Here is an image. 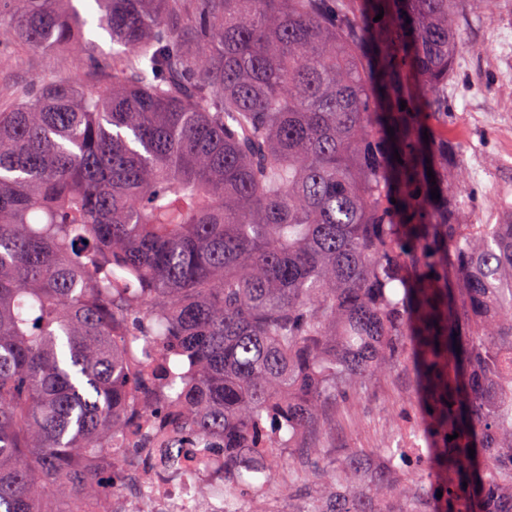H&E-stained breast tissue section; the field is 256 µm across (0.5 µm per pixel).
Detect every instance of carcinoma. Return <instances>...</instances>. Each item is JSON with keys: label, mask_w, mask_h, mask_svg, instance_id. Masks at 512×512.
<instances>
[{"label": "carcinoma", "mask_w": 512, "mask_h": 512, "mask_svg": "<svg viewBox=\"0 0 512 512\" xmlns=\"http://www.w3.org/2000/svg\"><path fill=\"white\" fill-rule=\"evenodd\" d=\"M72 2L0 0V43L101 74L0 107V512H85L153 435L224 449V512L285 455L296 512H512V203L456 222L427 111L460 0ZM404 358L431 475L322 463Z\"/></svg>", "instance_id": "cac0c4a2"}]
</instances>
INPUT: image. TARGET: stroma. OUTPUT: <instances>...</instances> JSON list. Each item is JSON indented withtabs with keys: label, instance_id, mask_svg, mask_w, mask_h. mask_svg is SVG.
I'll return each mask as SVG.
<instances>
[{
	"label": "stroma",
	"instance_id": "1",
	"mask_svg": "<svg viewBox=\"0 0 512 512\" xmlns=\"http://www.w3.org/2000/svg\"><path fill=\"white\" fill-rule=\"evenodd\" d=\"M463 49L448 83V143L466 164L467 195L458 219L464 224H494L502 217L500 200L512 195V52L502 43L512 37V0H461L452 19ZM78 78L91 86L98 73L83 61L52 50L32 51L15 38L0 45V100L29 87L43 73ZM416 379L400 361L363 389L358 399L336 409L329 437L331 455L357 448L371 460L384 445L401 440L407 425L420 426Z\"/></svg>",
	"mask_w": 512,
	"mask_h": 512
}]
</instances>
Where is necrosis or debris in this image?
I'll use <instances>...</instances> for the list:
<instances>
[{
  "mask_svg": "<svg viewBox=\"0 0 512 512\" xmlns=\"http://www.w3.org/2000/svg\"><path fill=\"white\" fill-rule=\"evenodd\" d=\"M156 457V449H137L116 475L97 463L96 512H224L223 457L201 459L185 473L164 467Z\"/></svg>",
  "mask_w": 512,
  "mask_h": 512,
  "instance_id": "4bbe7bcc",
  "label": "necrosis or debris"
}]
</instances>
